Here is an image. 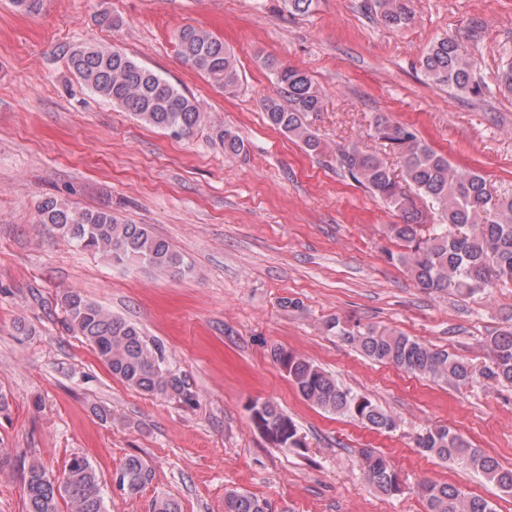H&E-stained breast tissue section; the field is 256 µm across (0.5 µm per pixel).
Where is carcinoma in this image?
I'll return each mask as SVG.
<instances>
[{"label":"carcinoma","mask_w":512,"mask_h":512,"mask_svg":"<svg viewBox=\"0 0 512 512\" xmlns=\"http://www.w3.org/2000/svg\"><path fill=\"white\" fill-rule=\"evenodd\" d=\"M381 21L393 28L408 27L414 20L412 0H372ZM183 63L206 75L225 92L237 89L241 78L233 52L210 32L187 25L177 34ZM70 70L97 96L129 112L144 123L168 132L176 139L194 136L204 121L196 101L187 97L154 70L126 53L106 46L73 49ZM265 65L274 71L277 94L262 101L270 126L288 135L315 155L325 144L313 132L308 119L323 111L322 93L303 70L272 59ZM430 83L465 93H477L473 64L453 38H441L430 47L422 62ZM374 131L399 159L402 180L379 156L356 144L336 154L340 168L375 197L400 210L403 222L388 226L403 243L397 256L417 284L429 291L463 295H487L492 288L512 279V194L495 195L485 178L474 170L457 167L434 150L415 129L378 117ZM211 139L224 148V156L236 157L244 150L242 138L222 125L211 127ZM425 201L426 210L414 198ZM40 223L53 225L77 247L98 253L116 265H147L161 275L176 276L189 270L183 255L145 224H126L109 209H74L52 198L37 206ZM438 223L422 233L427 213ZM69 327L81 336L114 377L128 387L150 396L195 400L186 377L165 365L163 346L126 318L114 315L78 291L60 299ZM326 327L376 363L389 364L407 373L444 383L466 385L482 375L512 386V326L487 337L490 364L476 372L470 361L433 348L394 330L354 325L347 329L339 319ZM277 364L285 363L286 375L303 400L338 417L353 418L380 433L398 427L397 417L371 398L341 387L334 377L311 360L282 348L272 349ZM257 430L274 435L282 449L306 447L295 421L270 400L249 407ZM419 454L452 462L482 475L507 494L512 493V468L446 427H424L415 436ZM365 481L382 498L402 491L401 473L390 458L371 450L363 452ZM120 490L133 496L153 477L144 458L128 456L120 469ZM419 489L427 512H494L489 501L471 495L454 484L424 480ZM25 512H60L65 502L69 512H108L96 468L85 456L74 455L62 476L54 478L39 464H32L24 477ZM224 512H271L264 499L239 489L225 492Z\"/></svg>","instance_id":"1"}]
</instances>
